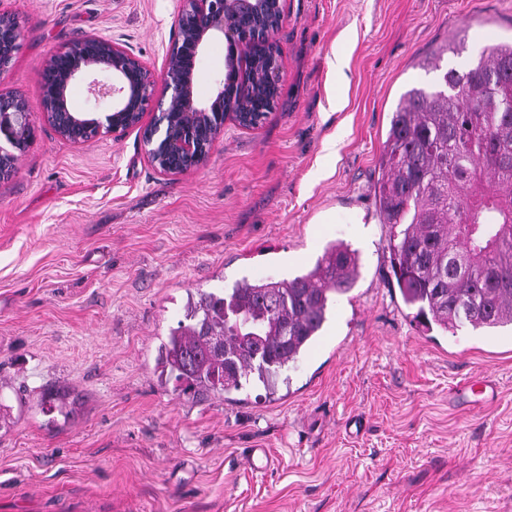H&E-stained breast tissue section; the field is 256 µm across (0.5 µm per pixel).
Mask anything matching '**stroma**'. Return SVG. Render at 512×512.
I'll use <instances>...</instances> for the list:
<instances>
[{"instance_id":"obj_1","label":"stroma","mask_w":512,"mask_h":512,"mask_svg":"<svg viewBox=\"0 0 512 512\" xmlns=\"http://www.w3.org/2000/svg\"><path fill=\"white\" fill-rule=\"evenodd\" d=\"M21 45L0 93L38 103L46 59L89 34L162 72L181 0H0ZM279 98L226 124L200 167L159 174L132 128L70 143L41 114L0 180V512H512V329L450 334L414 321L375 199L403 93L455 42L465 70L512 40V0H283ZM226 44L194 84L207 99ZM344 59L335 71L333 57ZM357 249L314 349L275 394L182 395L156 369L190 294L310 269ZM487 376L484 407L450 402ZM77 405L48 425L38 407ZM263 448L271 469L243 461ZM496 384L487 378H477L465 381L456 391L453 397L460 398L474 397L470 402H481L483 404L491 403L496 396Z\"/></svg>"}]
</instances>
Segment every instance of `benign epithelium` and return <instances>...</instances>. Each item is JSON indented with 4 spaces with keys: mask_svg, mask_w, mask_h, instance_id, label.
I'll list each match as a JSON object with an SVG mask.
<instances>
[{
    "mask_svg": "<svg viewBox=\"0 0 512 512\" xmlns=\"http://www.w3.org/2000/svg\"><path fill=\"white\" fill-rule=\"evenodd\" d=\"M284 17L282 0H183L177 37L166 57L163 80L167 101L153 104L158 79L140 58L112 39L87 35L51 55L45 62L41 100L0 94V179L12 175L19 155L31 141L30 117L43 114L63 139L84 143L102 133L140 128L148 161L164 175L204 164L228 122L249 127L245 112L258 98L273 99L282 82V64L256 71L258 52L281 56L274 33ZM227 44L224 73L205 101L194 92L193 71L211 39ZM21 33L11 15L0 10V70L19 49ZM90 76L88 93L95 104L106 102L104 119L70 110L67 92L79 77ZM159 114L143 123L152 107Z\"/></svg>",
    "mask_w": 512,
    "mask_h": 512,
    "instance_id": "obj_1",
    "label": "benign epithelium"
}]
</instances>
